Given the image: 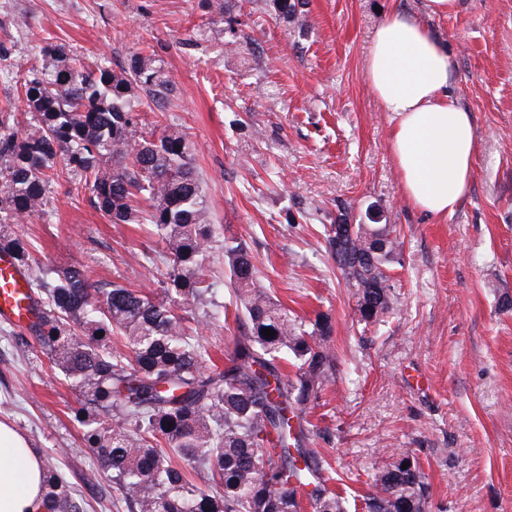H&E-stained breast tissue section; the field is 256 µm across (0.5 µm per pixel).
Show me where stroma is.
Returning <instances> with one entry per match:
<instances>
[{"label":"stroma","mask_w":512,"mask_h":512,"mask_svg":"<svg viewBox=\"0 0 512 512\" xmlns=\"http://www.w3.org/2000/svg\"><path fill=\"white\" fill-rule=\"evenodd\" d=\"M424 0H305L302 25L271 0H224V43L205 38L214 0H0V47L41 67V39L73 57L154 55L175 90L169 123L194 147L218 235L206 262L230 303L224 243L248 241L269 295L301 317L331 319L336 372L312 405L306 447L332 485L360 503L373 477L411 449L431 486L429 512H512V0H460L429 19L454 60L452 91L473 118V177L453 215L407 204L389 150L390 115L368 85L377 24ZM397 225L398 296L368 328L333 261L325 228ZM52 267L93 270L99 287L166 286L149 224H115L52 183L41 212L10 227ZM0 321V421L65 473L87 512H124L72 418L79 402Z\"/></svg>","instance_id":"obj_1"}]
</instances>
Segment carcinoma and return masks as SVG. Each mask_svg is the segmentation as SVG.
I'll use <instances>...</instances> for the list:
<instances>
[{
  "label": "carcinoma",
  "mask_w": 512,
  "mask_h": 512,
  "mask_svg": "<svg viewBox=\"0 0 512 512\" xmlns=\"http://www.w3.org/2000/svg\"><path fill=\"white\" fill-rule=\"evenodd\" d=\"M297 0H272L283 19L298 18ZM209 33L224 42V0ZM34 73L20 77L26 122L0 118V251L31 268L22 238L7 226L45 205L50 184L64 170L79 177L90 204L114 224L146 221L166 244L164 296L112 285L102 291L84 268H40L32 279L40 321L21 342L47 355L58 377L81 396L72 411L85 447L112 483L127 512H350L330 488L317 450L303 447L304 414L331 382L330 318L304 320L262 288L244 239L224 245L239 334L224 369L204 370L200 344L206 318L226 317L207 306L213 283L205 261L215 242L209 208L194 165L193 147L178 127L146 122L145 93L157 109L172 91L159 60L134 53L114 71L89 65L47 43ZM148 209H139L140 202ZM382 245L371 252L365 224L327 236L356 299V321L381 323L398 302L389 271L399 260L394 224H379ZM275 331L272 337L263 329ZM103 335H98V332ZM291 360L293 377L280 372ZM407 468H402L403 464ZM206 479L197 483L195 477ZM363 512H428L430 484L409 449L375 478ZM48 512H85L65 478L44 469Z\"/></svg>",
  "instance_id": "obj_1"
}]
</instances>
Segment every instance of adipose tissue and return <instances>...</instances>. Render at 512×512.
<instances>
[{"mask_svg":"<svg viewBox=\"0 0 512 512\" xmlns=\"http://www.w3.org/2000/svg\"><path fill=\"white\" fill-rule=\"evenodd\" d=\"M458 0H425L426 19L394 11L376 27L366 76L391 115L389 149L401 193L437 218L458 208L473 175L476 132L470 112L449 91L453 58L427 18L448 15ZM38 453L0 421V512H44Z\"/></svg>","mask_w":512,"mask_h":512,"instance_id":"1","label":"adipose tissue"}]
</instances>
